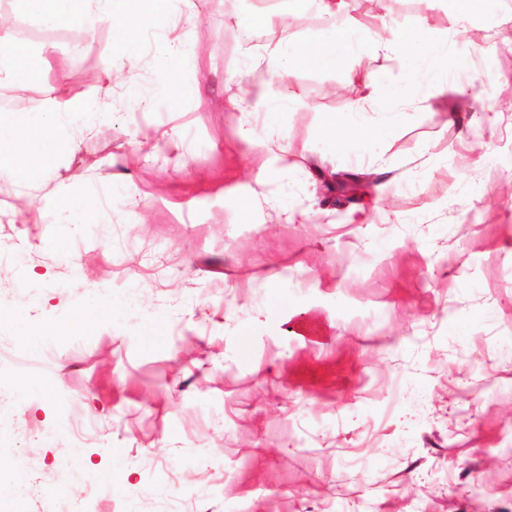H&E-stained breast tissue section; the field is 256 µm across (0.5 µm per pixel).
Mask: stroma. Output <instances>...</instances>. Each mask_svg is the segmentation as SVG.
<instances>
[{
  "label": "stroma",
  "mask_w": 512,
  "mask_h": 512,
  "mask_svg": "<svg viewBox=\"0 0 512 512\" xmlns=\"http://www.w3.org/2000/svg\"><path fill=\"white\" fill-rule=\"evenodd\" d=\"M266 5L171 0L133 64L111 21L78 48L15 20L52 54L0 108H85L40 186L0 172V376L39 385L5 400L0 471L37 483L25 512H512V5L483 0L476 46L445 0H379L364 26L447 35L451 87L345 149L328 134L367 89L344 60L274 83L243 140L226 83L254 90L267 47L325 28L297 0L300 27L248 48L236 17ZM161 42L183 46L168 69ZM317 167L388 190L353 224L321 206ZM66 197L97 223H55ZM91 290L117 315L81 320ZM69 432L81 473L62 479Z\"/></svg>",
  "instance_id": "1"
}]
</instances>
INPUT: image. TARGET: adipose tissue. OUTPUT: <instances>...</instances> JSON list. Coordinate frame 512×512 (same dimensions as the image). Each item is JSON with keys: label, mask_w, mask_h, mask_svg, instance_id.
<instances>
[{"label": "adipose tissue", "mask_w": 512, "mask_h": 512, "mask_svg": "<svg viewBox=\"0 0 512 512\" xmlns=\"http://www.w3.org/2000/svg\"><path fill=\"white\" fill-rule=\"evenodd\" d=\"M14 12L51 29L88 34L98 21L112 23V41L129 60H138L145 33L158 28L166 17L169 0H13ZM393 56L408 72L437 90L448 74L446 41L426 28L407 32L389 27L374 30L348 21L325 29L319 40L295 49L284 47L272 56L273 77L284 78L305 67H325L362 54ZM46 65L44 51L10 38L0 43V74L16 85L41 80ZM368 93L350 116L336 124L331 134L340 144H353L364 134L391 126L397 113L385 108L377 95L384 89L381 74L365 76ZM82 102L70 100L50 108L30 111L18 108L0 113V171H8L25 189L36 188L56 157L71 145L62 115L82 110Z\"/></svg>", "instance_id": "adipose-tissue-1"}]
</instances>
